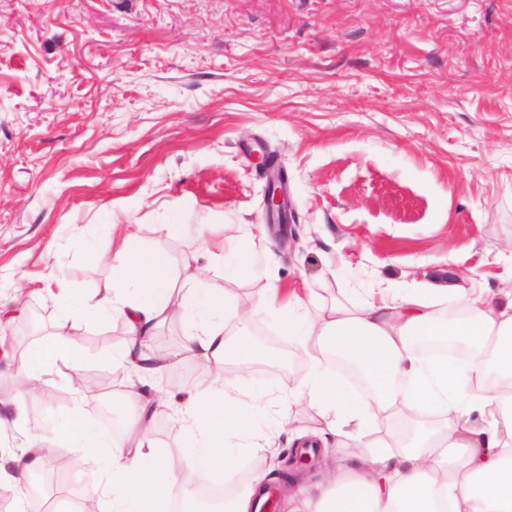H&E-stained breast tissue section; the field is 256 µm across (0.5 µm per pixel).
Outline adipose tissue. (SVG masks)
<instances>
[{
    "mask_svg": "<svg viewBox=\"0 0 512 512\" xmlns=\"http://www.w3.org/2000/svg\"><path fill=\"white\" fill-rule=\"evenodd\" d=\"M160 252H141L121 243L112 277L87 298L60 285L53 299L61 310L47 342L39 344L21 369L27 392H40L56 362L71 363L74 321L93 326L120 316L128 340L112 359L118 369L145 381L176 357L155 355L150 340L156 328L179 316L188 334L184 353L201 364L207 378L189 393L180 411L186 440L183 451L219 483H234L237 467L225 441L246 440L258 465L245 485L224 499L223 512H259L264 465L271 437L256 434L254 418L242 406L228 368L245 377L261 351L248 337L228 340L225 301L200 282L204 268L190 273L191 287H175ZM454 297L462 310L448 318L434 307ZM273 310L285 332L298 337L309 356L307 376L288 388V405L279 414L289 425L292 409L316 405L325 425L351 453L346 464L325 479L299 487L290 498L292 512H512V292L490 297L486 290L451 284L420 283L411 288L378 289L368 296L310 311L303 298L281 304L277 286L260 299ZM468 345L463 365L417 354L415 341ZM354 363L369 384L364 398L351 396L325 369L330 356ZM127 396L141 414L113 442L90 426L63 423L62 432L90 458L109 449L105 467L112 480L96 490L112 502V512H172L179 481L169 449L156 447L149 426L169 395L149 397L137 388ZM401 416L413 433L399 447L374 439L377 424ZM49 450L34 440L17 452L0 454V493L19 497L30 477L42 470Z\"/></svg>",
    "mask_w": 512,
    "mask_h": 512,
    "instance_id": "adipose-tissue-1",
    "label": "adipose tissue"
}]
</instances>
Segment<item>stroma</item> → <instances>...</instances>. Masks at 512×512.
Listing matches in <instances>:
<instances>
[{"label":"stroma","instance_id":"35a3bbf8","mask_svg":"<svg viewBox=\"0 0 512 512\" xmlns=\"http://www.w3.org/2000/svg\"><path fill=\"white\" fill-rule=\"evenodd\" d=\"M261 154L287 178L293 237L231 278L220 251L250 253L267 218ZM175 215L209 253L167 233ZM116 236L163 251L176 282L208 267L204 287L232 309L225 337L264 352L236 382L261 433L308 373L298 339L258 305L268 284L316 307L382 282L512 289V0H0V307L16 312L0 325V396H16L19 366L54 330L50 288L101 287ZM126 339L116 317L74 323L88 385L58 365L59 403L25 397L22 420L0 419V446L66 447L59 424H97L102 407L136 419L109 385ZM178 416L161 409L152 436L194 473ZM74 454L69 481L24 512H68L107 477Z\"/></svg>","mask_w":512,"mask_h":512}]
</instances>
